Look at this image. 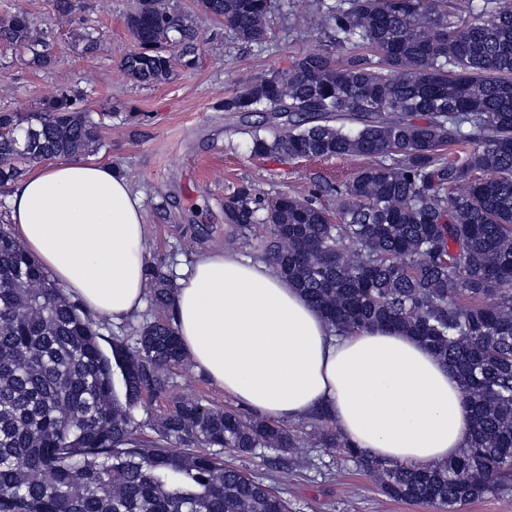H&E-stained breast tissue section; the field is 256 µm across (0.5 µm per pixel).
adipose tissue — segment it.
<instances>
[{
  "mask_svg": "<svg viewBox=\"0 0 512 512\" xmlns=\"http://www.w3.org/2000/svg\"><path fill=\"white\" fill-rule=\"evenodd\" d=\"M7 221L25 250L93 317L118 325L144 306V196L112 165L37 163L12 184ZM174 325L199 371L256 414L281 422L326 408L373 458L453 457L473 420L457 380L416 338L374 327L342 336L270 264L230 248L177 282Z\"/></svg>",
  "mask_w": 512,
  "mask_h": 512,
  "instance_id": "obj_1",
  "label": "adipose tissue"
}]
</instances>
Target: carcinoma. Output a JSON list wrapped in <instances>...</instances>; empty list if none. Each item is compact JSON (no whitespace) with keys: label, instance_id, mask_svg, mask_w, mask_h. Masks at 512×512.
<instances>
[{"label":"carcinoma","instance_id":"1","mask_svg":"<svg viewBox=\"0 0 512 512\" xmlns=\"http://www.w3.org/2000/svg\"><path fill=\"white\" fill-rule=\"evenodd\" d=\"M233 39L263 48L272 0H201ZM330 47L295 58L224 98V111L282 118L250 126L256 156L361 155L374 163L336 194L265 199L249 186L224 206L247 238L271 225L268 260L345 335L386 326L417 338L457 377L473 410L465 448L446 462L379 461L349 444L328 410L310 431L181 398L151 424L144 397L170 387L185 356L171 320L99 343V325L10 233L0 231V512H291L265 478L224 463L257 448H332L371 470L382 493L445 512L512 491V0H314ZM137 50L121 67L161 84L196 64L201 33L165 0L127 16ZM0 42L55 62L25 13ZM82 51L103 48L98 30ZM64 91L37 109L0 111V188L35 161L76 157L103 122ZM350 126H345V122ZM461 148L454 159L447 152ZM347 240L350 250L337 243ZM150 304L173 308L176 278L146 267Z\"/></svg>","mask_w":512,"mask_h":512}]
</instances>
